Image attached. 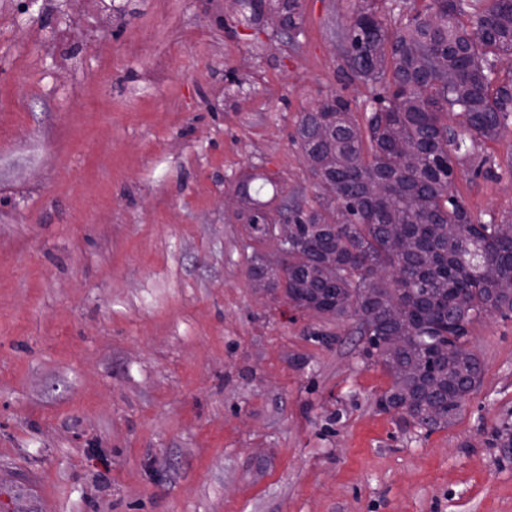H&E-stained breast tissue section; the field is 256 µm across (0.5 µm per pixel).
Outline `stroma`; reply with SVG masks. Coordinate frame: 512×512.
Segmentation results:
<instances>
[{
  "instance_id": "1",
  "label": "stroma",
  "mask_w": 512,
  "mask_h": 512,
  "mask_svg": "<svg viewBox=\"0 0 512 512\" xmlns=\"http://www.w3.org/2000/svg\"><path fill=\"white\" fill-rule=\"evenodd\" d=\"M246 23L239 0H0V512H512V318L469 328L478 389L426 432L353 319L289 303L237 195L320 188L303 112L342 69L350 0ZM457 169L512 213V131Z\"/></svg>"
}]
</instances>
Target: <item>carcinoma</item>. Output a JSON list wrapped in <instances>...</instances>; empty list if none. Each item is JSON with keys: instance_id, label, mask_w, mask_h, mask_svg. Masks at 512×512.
<instances>
[{"instance_id": "obj_1", "label": "carcinoma", "mask_w": 512, "mask_h": 512, "mask_svg": "<svg viewBox=\"0 0 512 512\" xmlns=\"http://www.w3.org/2000/svg\"><path fill=\"white\" fill-rule=\"evenodd\" d=\"M276 2L295 27L300 0ZM352 10L343 68L371 85L377 107L362 124L351 101L328 99L332 133L321 140L312 130L317 117L302 115L297 142L324 195L314 205L288 204L297 236L284 290L299 308L334 293L332 314L357 318L366 353L392 377L380 406L432 432L448 426L481 381L469 327L512 314V300L494 293L512 279V214L476 218L453 191L455 168L512 125V72L497 69L512 53V0H425L392 20L378 0H355ZM472 26L482 32L478 46L448 58V45ZM380 178L388 180L381 195ZM256 179L246 174L237 186L255 230L271 223L251 194ZM340 205L349 217L333 225ZM392 305L404 311L398 323L386 317ZM402 327L410 331L406 349H383L381 338ZM444 343L446 358L438 355Z\"/></svg>"}]
</instances>
